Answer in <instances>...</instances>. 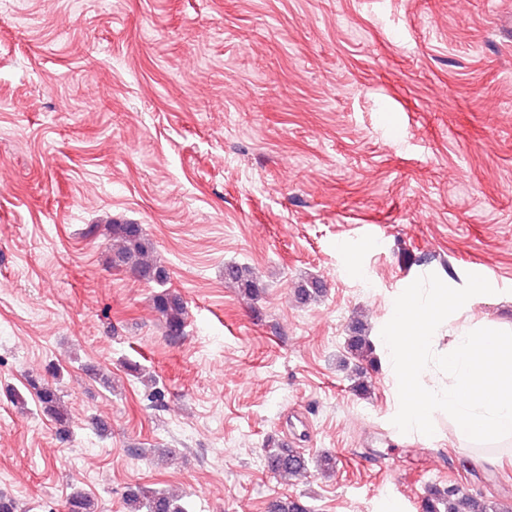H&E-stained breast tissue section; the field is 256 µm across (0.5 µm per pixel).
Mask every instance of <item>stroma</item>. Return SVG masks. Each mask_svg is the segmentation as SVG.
I'll use <instances>...</instances> for the list:
<instances>
[{
	"label": "stroma",
	"instance_id": "stroma-1",
	"mask_svg": "<svg viewBox=\"0 0 512 512\" xmlns=\"http://www.w3.org/2000/svg\"><path fill=\"white\" fill-rule=\"evenodd\" d=\"M114 222L142 225L186 301L180 340L157 285L113 265ZM430 273L484 276L464 321L512 326V0H0V493L18 512H67L76 488L125 512L137 486L189 512H422L434 484L512 506V447L484 462L451 419L392 422L381 329ZM311 277L323 293L299 303ZM358 333L376 366L349 354ZM270 436L333 472L273 474ZM224 278L228 282L237 285L238 288L251 297L259 291L253 271L249 266H242L236 263L226 265ZM29 381L32 388L36 391L43 412L50 416L57 424H66L68 413L61 404L56 392L49 386L39 385L34 379Z\"/></svg>",
	"mask_w": 512,
	"mask_h": 512
}]
</instances>
